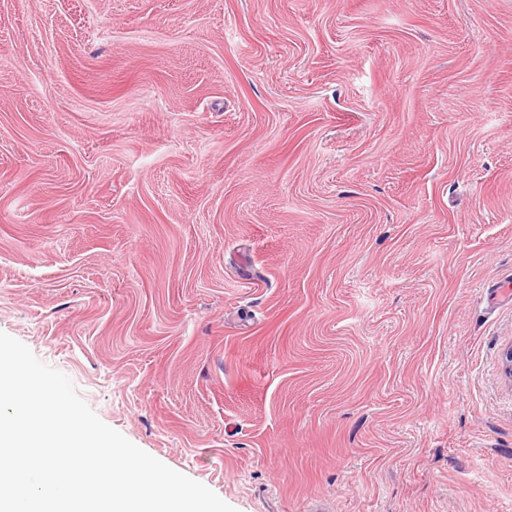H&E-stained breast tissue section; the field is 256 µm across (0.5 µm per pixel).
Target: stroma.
Returning a JSON list of instances; mask_svg holds the SVG:
<instances>
[{
  "mask_svg": "<svg viewBox=\"0 0 512 512\" xmlns=\"http://www.w3.org/2000/svg\"><path fill=\"white\" fill-rule=\"evenodd\" d=\"M512 0H0V331L236 512H512Z\"/></svg>",
  "mask_w": 512,
  "mask_h": 512,
  "instance_id": "1",
  "label": "stroma"
}]
</instances>
